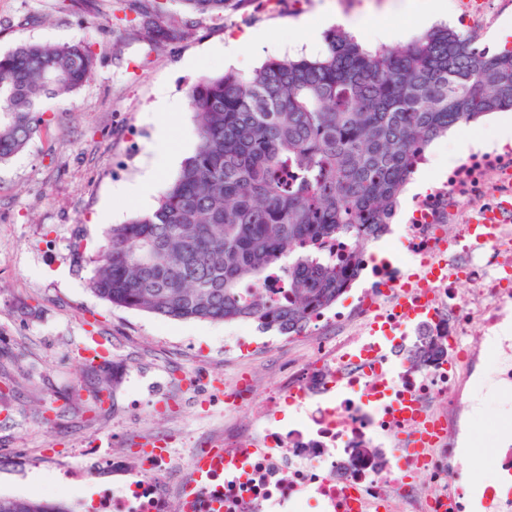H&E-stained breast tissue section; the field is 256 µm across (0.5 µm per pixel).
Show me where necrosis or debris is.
Instances as JSON below:
<instances>
[{
    "mask_svg": "<svg viewBox=\"0 0 512 512\" xmlns=\"http://www.w3.org/2000/svg\"><path fill=\"white\" fill-rule=\"evenodd\" d=\"M501 196H512V145L476 147L415 194L388 236L326 241L331 259L358 253L359 291L348 307L313 314L306 347L267 390V418L246 427L225 408L223 460L173 488L169 450L146 449L139 480L103 489L100 512H394L399 499L404 512H465L448 477L481 338L512 313V212L480 248L457 214L461 201L478 209ZM433 263L449 274L400 311L402 289ZM430 339L440 353L414 359ZM410 406L441 425L412 455L401 446Z\"/></svg>",
    "mask_w": 512,
    "mask_h": 512,
    "instance_id": "1",
    "label": "necrosis or debris"
}]
</instances>
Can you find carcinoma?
Wrapping results in <instances>:
<instances>
[{
    "label": "carcinoma",
    "mask_w": 512,
    "mask_h": 512,
    "mask_svg": "<svg viewBox=\"0 0 512 512\" xmlns=\"http://www.w3.org/2000/svg\"><path fill=\"white\" fill-rule=\"evenodd\" d=\"M120 0L154 45L190 34L168 0ZM190 12L226 0H177ZM90 41L29 43L0 55V163L44 122L42 98L77 91ZM198 144L157 207L111 224L88 289L156 316L302 331L341 297L355 258L319 248L340 235L383 232L431 142L462 123L512 108V50L488 54L446 25L408 45L362 48L332 29L312 57L270 59L249 75L204 76L189 90ZM284 278L273 304L241 284ZM0 512H67L0 497Z\"/></svg>",
    "instance_id": "1"
}]
</instances>
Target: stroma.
<instances>
[{
    "label": "stroma",
    "mask_w": 512,
    "mask_h": 512,
    "mask_svg": "<svg viewBox=\"0 0 512 512\" xmlns=\"http://www.w3.org/2000/svg\"><path fill=\"white\" fill-rule=\"evenodd\" d=\"M398 0H230L223 15L198 18L191 35L164 47L139 38L135 15L117 0H96L98 12H59L56 0H0V52L26 43H63L89 35L97 55L91 77L71 96L46 101L45 121L26 147L0 163V497H41L67 512H90L112 480L96 466L113 454L133 455L148 440H171L167 481L178 483L201 445L224 430V378L259 374L276 381L285 353L257 352L241 365L224 354L240 331L268 332L249 322L181 321L114 307L87 288L105 243L106 224H122L156 207L175 169L156 168V102L167 92L182 104L170 124V150L193 154L196 127L188 97L203 76L248 74L273 58L312 55L295 35L302 17L317 15L331 29L335 13L365 9L375 19L420 35L429 25L395 12ZM512 22V0H488L485 21L459 25L477 47L496 53L493 32ZM247 29L267 43L238 62L224 42ZM191 58L196 70L186 71ZM156 178L138 203L117 187L148 169ZM100 342L108 368L84 370V349ZM471 396L484 415L470 419L467 453L456 483L471 494L469 512L483 503L487 455L512 438V388L498 373L512 351L483 350ZM106 382L104 403L95 390Z\"/></svg>",
    "instance_id": "stroma-1"
}]
</instances>
